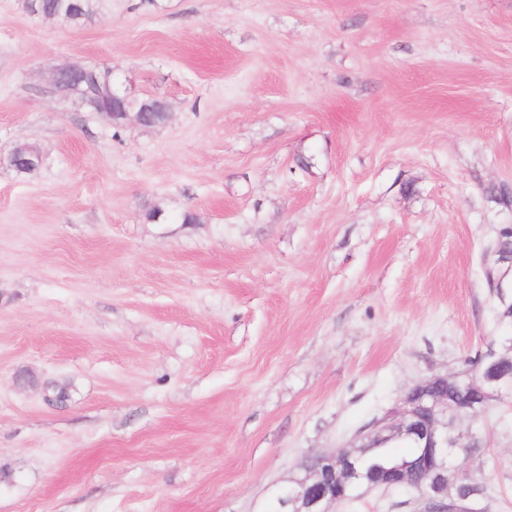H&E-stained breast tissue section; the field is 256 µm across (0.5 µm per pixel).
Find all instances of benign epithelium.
<instances>
[{
    "mask_svg": "<svg viewBox=\"0 0 512 512\" xmlns=\"http://www.w3.org/2000/svg\"><path fill=\"white\" fill-rule=\"evenodd\" d=\"M97 71L76 66L53 70L49 93L61 101L84 107L109 120L112 108L125 106L127 94L109 90L112 103L98 99ZM157 107L168 108L161 98H145L139 102L136 122L143 123L145 113ZM42 165V157L27 145H15L0 151V167L17 174L33 173ZM458 376H433L420 380L392 409L375 419L359 433L365 440L373 435L382 438L409 437L421 449V459L412 470L394 473L395 483L416 490L421 505L419 512H470L467 499L454 495L448 485L450 461L471 446L474 435L460 424L468 417L483 412L495 395L512 388V369L502 367V359L487 358ZM353 452L345 448L334 455H323L313 469V477L294 487L283 488L277 497L279 512H335L341 498L336 496V482L346 484L353 499L363 497L367 478L350 462Z\"/></svg>",
    "mask_w": 512,
    "mask_h": 512,
    "instance_id": "7a95c632",
    "label": "benign epithelium"
}]
</instances>
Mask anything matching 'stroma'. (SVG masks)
Here are the masks:
<instances>
[{"label":"stroma","mask_w":512,"mask_h":512,"mask_svg":"<svg viewBox=\"0 0 512 512\" xmlns=\"http://www.w3.org/2000/svg\"><path fill=\"white\" fill-rule=\"evenodd\" d=\"M68 64L167 121L60 103ZM24 142L37 173L0 168V512H269L512 338V0H97L77 28L0 0V149ZM464 425L458 481L512 512V395Z\"/></svg>","instance_id":"1"}]
</instances>
